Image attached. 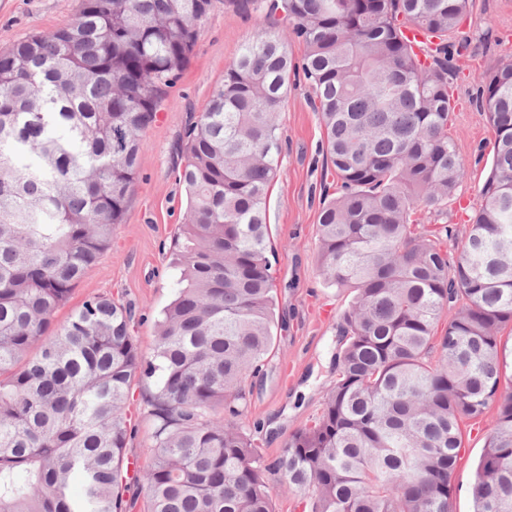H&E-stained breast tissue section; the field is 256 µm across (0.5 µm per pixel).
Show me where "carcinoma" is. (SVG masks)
<instances>
[{"label":"carcinoma","mask_w":512,"mask_h":512,"mask_svg":"<svg viewBox=\"0 0 512 512\" xmlns=\"http://www.w3.org/2000/svg\"><path fill=\"white\" fill-rule=\"evenodd\" d=\"M211 0H84L0 52V512H126L135 378L148 398V512H274L269 476L311 512H453L459 422L497 416L473 512H512V60L486 77L495 131L481 205L452 256L418 229L466 174L448 136V63L470 0H269L293 21L336 192L318 265L353 293L321 415L264 460L240 422L274 349L267 227L279 113L296 70L279 32L246 42L182 147L178 296L151 354L132 309L58 307L124 220L142 133L192 56ZM430 34L425 57L403 29ZM443 334L435 335L438 324Z\"/></svg>","instance_id":"carcinoma-1"}]
</instances>
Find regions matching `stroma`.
Segmentation results:
<instances>
[{
  "label": "stroma",
  "mask_w": 512,
  "mask_h": 512,
  "mask_svg": "<svg viewBox=\"0 0 512 512\" xmlns=\"http://www.w3.org/2000/svg\"><path fill=\"white\" fill-rule=\"evenodd\" d=\"M82 0H0V51L26 36L68 26ZM264 0L249 10L228 0H212L194 53L165 89L162 106L143 132L136 180L122 224L112 243L75 285L56 312L55 324L85 300L99 296L132 304V334L143 353L155 340V321L175 297L179 272L171 253L184 222L185 193L178 181L181 148L189 125L205 110L213 90L251 40L265 16ZM459 35L467 47L448 75L454 109L448 132L468 169L440 214L419 211L422 227L441 231L453 225L465 233L481 203L480 189L490 170L495 132L479 108L481 79L512 59V0H473ZM282 152L271 187L268 222L275 250V313L280 323L272 355L249 387L241 422L257 429L266 460L279 457L291 436L322 411L326 388L336 377L339 325L351 302L348 289L328 285L317 264L318 219L324 194L336 189V172L323 154L324 130L313 105V91L302 72L291 73L279 116ZM152 381L137 380L130 392L132 437L126 456L148 461L151 419L146 399ZM496 416L488 408L478 421L460 425L463 447L453 474L454 512H473L474 467Z\"/></svg>",
  "instance_id": "obj_1"
}]
</instances>
